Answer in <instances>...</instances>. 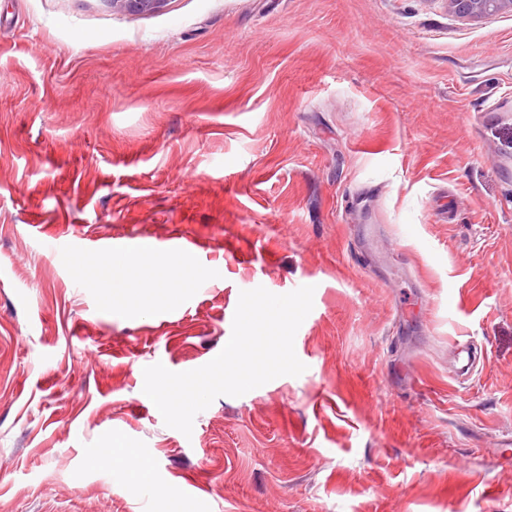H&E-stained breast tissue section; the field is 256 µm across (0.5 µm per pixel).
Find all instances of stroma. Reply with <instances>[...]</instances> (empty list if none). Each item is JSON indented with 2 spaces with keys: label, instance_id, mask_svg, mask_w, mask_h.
Segmentation results:
<instances>
[{
  "label": "stroma",
  "instance_id": "1",
  "mask_svg": "<svg viewBox=\"0 0 512 512\" xmlns=\"http://www.w3.org/2000/svg\"><path fill=\"white\" fill-rule=\"evenodd\" d=\"M206 282L116 315L72 246ZM314 282L306 366L191 435L241 291ZM460 341L483 362L448 374ZM117 447L148 465L141 501ZM512 512V12L448 0H0V512ZM449 9L461 18H479L501 10H512V0H448Z\"/></svg>",
  "mask_w": 512,
  "mask_h": 512
}]
</instances>
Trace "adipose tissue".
Masks as SVG:
<instances>
[{
  "mask_svg": "<svg viewBox=\"0 0 512 512\" xmlns=\"http://www.w3.org/2000/svg\"><path fill=\"white\" fill-rule=\"evenodd\" d=\"M76 267L81 274L89 275L93 271H102L99 282L105 290V302L110 310L123 312L136 309L137 304L128 296L129 283L141 279H150L153 286L145 303L154 307H165L171 302L169 285L179 281L190 287L200 279V273L193 268L187 258L158 256L154 249L148 248L135 255L117 258L111 255L100 256L93 261H77Z\"/></svg>",
  "mask_w": 512,
  "mask_h": 512,
  "instance_id": "1",
  "label": "adipose tissue"
}]
</instances>
